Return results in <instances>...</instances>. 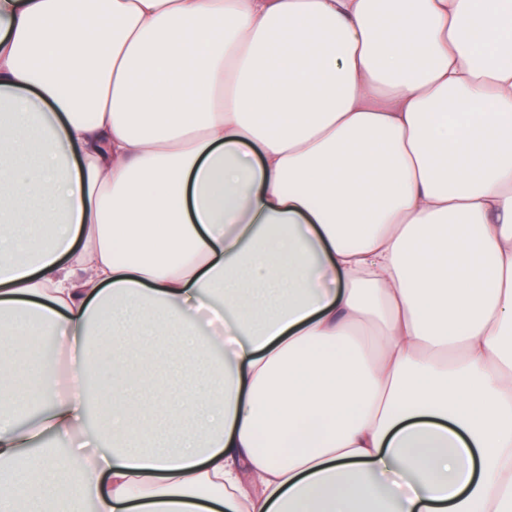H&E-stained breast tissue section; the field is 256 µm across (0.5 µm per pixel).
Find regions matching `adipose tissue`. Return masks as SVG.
I'll use <instances>...</instances> for the list:
<instances>
[{"label": "adipose tissue", "instance_id": "1", "mask_svg": "<svg viewBox=\"0 0 512 512\" xmlns=\"http://www.w3.org/2000/svg\"><path fill=\"white\" fill-rule=\"evenodd\" d=\"M0 185V512H512V0H0Z\"/></svg>", "mask_w": 512, "mask_h": 512}]
</instances>
